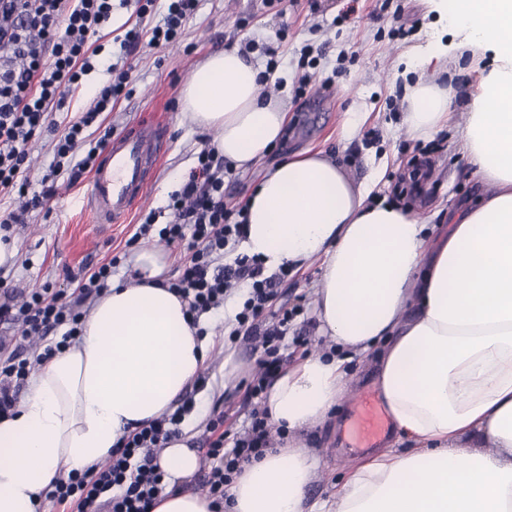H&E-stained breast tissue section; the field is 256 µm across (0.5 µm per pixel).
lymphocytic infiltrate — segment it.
Masks as SVG:
<instances>
[{"instance_id": "lymphocytic-infiltrate-1", "label": "lymphocytic infiltrate", "mask_w": 512, "mask_h": 512, "mask_svg": "<svg viewBox=\"0 0 512 512\" xmlns=\"http://www.w3.org/2000/svg\"><path fill=\"white\" fill-rule=\"evenodd\" d=\"M199 2L168 0L162 23L133 26L121 41L123 51L134 52L145 39L158 46L177 43ZM111 17L112 0H0V196L15 194L23 200L19 209L0 210L1 231L46 209L57 176L65 171L70 182H77L94 168L111 139L112 129L101 115L111 111L130 79L128 71L116 65L108 67L113 81L86 111L63 125L57 120L68 94L96 69L101 48L91 38ZM92 127L97 128V137L89 136ZM45 134L52 137L53 160L35 190L28 176L31 147ZM233 173L216 147L204 146L181 187L170 196L167 208L172 218L159 231L161 240L183 258L179 275L168 288L186 303L189 316L197 320L219 309L229 288L246 282L249 295L235 315L231 336L262 338L255 374L244 385L243 400L252 406L248 427L233 433L219 400L203 430L207 451L198 482L218 510L242 464L262 457L272 445L269 417L256 401L283 369L282 342L300 312L296 306H273L275 287L288 268L268 276L260 258L234 251L245 237V218L243 204L226 199L225 179ZM230 250L235 257L227 264L223 257ZM111 275L107 263L83 277L71 293L44 288L22 300L15 299L7 277L0 275V322L18 329L13 341L0 338V415L14 409L17 391L31 369L64 348V340L55 338L57 331H64L66 338L78 335L81 305L99 298ZM194 408V397H184L173 412L131 433L104 465L60 478L50 497L75 505L77 512H148L166 487L158 457Z\"/></svg>"}]
</instances>
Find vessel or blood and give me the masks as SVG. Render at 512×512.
Masks as SVG:
<instances>
[{
    "instance_id": "1",
    "label": "vessel or blood",
    "mask_w": 512,
    "mask_h": 512,
    "mask_svg": "<svg viewBox=\"0 0 512 512\" xmlns=\"http://www.w3.org/2000/svg\"><path fill=\"white\" fill-rule=\"evenodd\" d=\"M166 143L163 127L133 123L114 137L100 158L87 189V206L98 224L121 223L149 192Z\"/></svg>"
}]
</instances>
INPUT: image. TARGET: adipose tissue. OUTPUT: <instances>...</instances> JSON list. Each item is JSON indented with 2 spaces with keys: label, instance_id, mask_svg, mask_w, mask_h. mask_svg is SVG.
<instances>
[{
  "label": "adipose tissue",
  "instance_id": "ef3b65f1",
  "mask_svg": "<svg viewBox=\"0 0 512 512\" xmlns=\"http://www.w3.org/2000/svg\"><path fill=\"white\" fill-rule=\"evenodd\" d=\"M448 19L489 45L495 63L469 95L459 144L491 190L461 206L447 232L430 237L408 209L370 200V186L321 150L283 158L245 195L246 254L270 273L320 261L315 309L335 350L308 355L268 388L265 408L284 443L243 466L226 512H512V0H454ZM260 73L231 45L180 89L183 117L214 132L237 170L269 154L288 122ZM454 97L418 79L402 120L432 134ZM165 268L163 250L140 249L76 342L45 361L13 416L0 418V512H36L60 475L107 461L193 383L211 340L190 326ZM379 342L376 385L407 448L358 458L333 495L310 501L319 463L300 435L339 410L346 362ZM464 441L472 452H459ZM158 464L168 487L150 512H211L188 486L200 467L189 436L172 439Z\"/></svg>",
  "mask_w": 512,
  "mask_h": 512
}]
</instances>
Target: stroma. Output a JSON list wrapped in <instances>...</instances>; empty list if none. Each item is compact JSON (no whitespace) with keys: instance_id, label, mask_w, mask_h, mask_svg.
Wrapping results in <instances>:
<instances>
[{"instance_id":"1","label":"stroma","mask_w":512,"mask_h":512,"mask_svg":"<svg viewBox=\"0 0 512 512\" xmlns=\"http://www.w3.org/2000/svg\"><path fill=\"white\" fill-rule=\"evenodd\" d=\"M398 6L403 9V21L417 26L405 39L389 34ZM136 21L133 7L114 6L109 31L102 39L103 63L70 94L68 102L70 117H77L109 83L107 64L125 60L133 94L115 102L103 119L117 134L139 120L165 124L168 150L148 199L136 205L123 223L102 228L94 224L86 208V181L72 184L67 177H59L50 212H32L27 223L12 229L14 255L6 261L5 270L19 292L27 294L45 286L72 292L82 268L109 262L124 250L149 211H158L159 224H166L162 211L171 193L180 188L207 136L182 118L179 90L209 53L249 40L258 46L252 57L259 64L267 62L260 46L276 51L274 81L265 90L288 100V123L283 139L266 156L264 165L237 172L236 200H243L263 174L265 164L308 149L324 150L354 182L371 185L373 194L394 200L428 224L442 223L444 215L485 189L460 152L459 137L477 71L491 67L494 54L490 47L470 42L465 31L450 25L436 0H201L179 43L166 47L143 43L132 55L122 56L117 38L124 35L125 25ZM308 45L321 52L316 63L320 77H334L335 83L331 89L296 103L292 90L302 73L301 50ZM403 70L409 81L422 75L440 87H453L457 93L447 127L431 137L414 135L401 120L405 82L395 80L394 75ZM351 112L365 113L366 119L362 135L346 140L341 132ZM321 274L320 262L314 261L293 269L288 280L278 286L276 306L289 308L296 300L304 302L302 314L286 337L289 363L331 350L329 339L318 330L315 315L314 288ZM227 326L219 309L205 321L213 338L204 366L208 383L197 392L196 408L184 421L196 439L203 432L202 421L220 398L229 401L235 428L246 424L241 384L254 372L256 343L230 340ZM339 422V427H313L301 436L305 446L319 456L318 476L308 491L310 500L332 495L342 463L365 449L353 431L351 404L342 405Z\"/></svg>"}]
</instances>
